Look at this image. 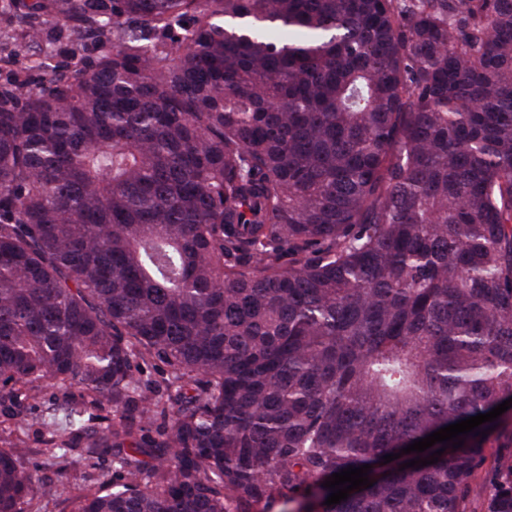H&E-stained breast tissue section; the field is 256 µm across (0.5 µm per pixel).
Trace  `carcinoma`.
<instances>
[{"instance_id": "cac0c4a2", "label": "carcinoma", "mask_w": 512, "mask_h": 512, "mask_svg": "<svg viewBox=\"0 0 512 512\" xmlns=\"http://www.w3.org/2000/svg\"><path fill=\"white\" fill-rule=\"evenodd\" d=\"M0 10L71 58L0 83V407L112 456L74 512H253L512 398V0ZM507 432L322 512H467ZM22 447L0 512L58 493ZM495 435H493V440L489 447L487 448V460L485 462L484 467L478 471L476 478L472 483V490L469 496L467 510L468 512H482V504L483 499L486 493V485L483 480L484 471L490 467L493 462L494 453L497 449L505 450V452L510 451L511 448H496L497 442L494 440Z\"/></svg>"}]
</instances>
